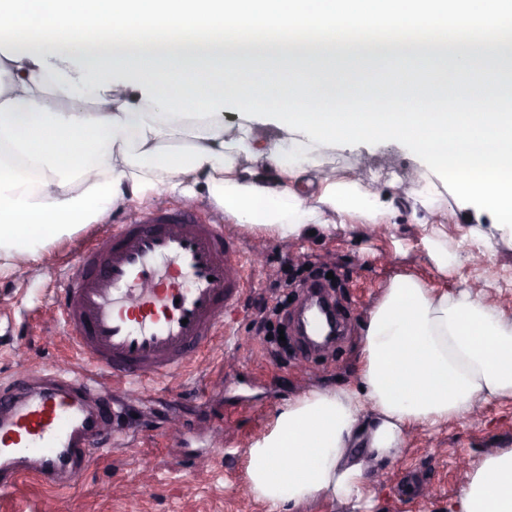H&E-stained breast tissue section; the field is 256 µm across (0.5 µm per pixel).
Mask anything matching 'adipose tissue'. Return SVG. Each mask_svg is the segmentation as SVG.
Listing matches in <instances>:
<instances>
[{
	"label": "adipose tissue",
	"mask_w": 512,
	"mask_h": 512,
	"mask_svg": "<svg viewBox=\"0 0 512 512\" xmlns=\"http://www.w3.org/2000/svg\"><path fill=\"white\" fill-rule=\"evenodd\" d=\"M235 50H0V271L17 252L39 262L52 240L161 191L205 190L238 224L283 236L321 223L327 208L378 224L391 202L309 167L328 144L364 139L411 142L438 171L415 192L422 207L451 182L512 223L511 45L468 47L462 66L480 81L466 106L445 79L442 46L258 45L228 64ZM229 98L246 125L225 126ZM269 124L279 137L251 151ZM502 397L512 398V319L481 294L395 276L366 314L353 384L290 398L247 449L250 491L269 512L359 500L412 431ZM454 512H512V450L486 459Z\"/></svg>",
	"instance_id": "adipose-tissue-1"
}]
</instances>
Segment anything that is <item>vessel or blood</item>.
Masks as SVG:
<instances>
[{
  "label": "vessel or blood",
  "instance_id": "1",
  "mask_svg": "<svg viewBox=\"0 0 512 512\" xmlns=\"http://www.w3.org/2000/svg\"><path fill=\"white\" fill-rule=\"evenodd\" d=\"M253 288L244 245L223 220L189 208L133 212L62 277L56 317L92 376L59 372L50 390L0 395V449L36 458L45 480L64 468L80 473L107 421L81 403L97 378L157 382L205 361L219 337L233 335L229 314Z\"/></svg>",
  "mask_w": 512,
  "mask_h": 512
}]
</instances>
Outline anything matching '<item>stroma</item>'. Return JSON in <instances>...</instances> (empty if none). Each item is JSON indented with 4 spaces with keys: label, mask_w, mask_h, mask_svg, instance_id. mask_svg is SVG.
Segmentation results:
<instances>
[{
    "label": "stroma",
    "mask_w": 512,
    "mask_h": 512,
    "mask_svg": "<svg viewBox=\"0 0 512 512\" xmlns=\"http://www.w3.org/2000/svg\"><path fill=\"white\" fill-rule=\"evenodd\" d=\"M317 170L348 178L368 192L394 200V214L378 229H359V217L326 212L328 227L279 236L233 225L244 244L260 240L265 253L254 266L255 291L240 305L235 336L218 341L208 364L152 385L138 398L115 399L113 425L119 441L103 438L78 479L59 475L56 485L26 474L0 491V512H268L246 480L245 451L271 427L289 397L349 380L365 315L390 280L420 277L448 291L481 288L499 310L512 315V228L477 202L445 186L431 209L415 205L412 191L428 176L406 143L362 141L353 149L326 148ZM122 209L48 244L36 265L0 274V393L16 381L45 386L53 371L88 373L57 323L53 306L60 275L90 238L107 239ZM442 232L461 261L439 272L422 244L430 228ZM327 267L345 332L323 352H309L299 336L287 343L267 333L278 323L274 310L278 276H306ZM512 449V399L478 408L474 418L415 432L401 458L374 482L359 506L314 501L299 512H448L464 485L457 463L470 471L499 450Z\"/></svg>",
    "instance_id": "obj_1"
}]
</instances>
